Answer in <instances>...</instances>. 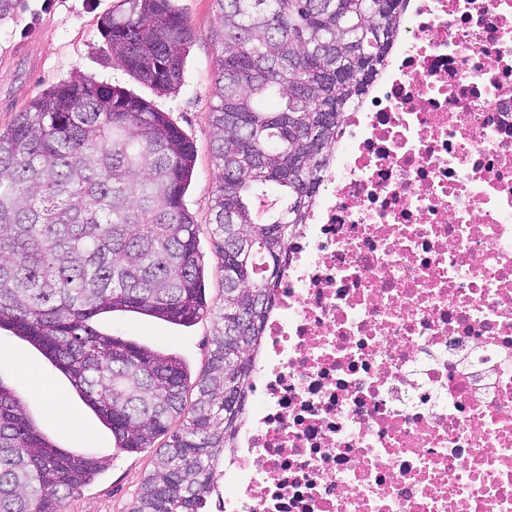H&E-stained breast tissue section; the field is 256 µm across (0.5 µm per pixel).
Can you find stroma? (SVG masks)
I'll return each mask as SVG.
<instances>
[{"label": "stroma", "mask_w": 512, "mask_h": 512, "mask_svg": "<svg viewBox=\"0 0 512 512\" xmlns=\"http://www.w3.org/2000/svg\"><path fill=\"white\" fill-rule=\"evenodd\" d=\"M117 3L21 0L13 19L0 22V129L9 127L38 93L77 72L151 102L168 113L195 146L194 174L185 203L200 226L201 250L211 253V197L218 178L210 127V93L220 50L215 2L175 0L190 22L195 41L186 59L182 85L168 95L135 80L109 58L98 22ZM97 324L139 344L173 351L195 371L204 365L211 349L212 320L208 317L186 328L135 313H115L100 316ZM0 379L21 392L38 389V396L27 399L28 412L60 447L112 458L101 476L65 501L63 512H126L145 473L154 465L155 450L134 454L114 451L110 431L55 366L28 342L3 329ZM61 395L70 405L71 423L67 426L51 410L52 400Z\"/></svg>", "instance_id": "obj_1"}]
</instances>
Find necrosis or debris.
<instances>
[{"label":"necrosis or debris","mask_w":512,"mask_h":512,"mask_svg":"<svg viewBox=\"0 0 512 512\" xmlns=\"http://www.w3.org/2000/svg\"><path fill=\"white\" fill-rule=\"evenodd\" d=\"M288 255L218 512H512V0H406Z\"/></svg>","instance_id":"1"}]
</instances>
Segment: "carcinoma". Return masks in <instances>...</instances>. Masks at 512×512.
Instances as JSON below:
<instances>
[{"label":"carcinoma","instance_id":"obj_1","mask_svg":"<svg viewBox=\"0 0 512 512\" xmlns=\"http://www.w3.org/2000/svg\"><path fill=\"white\" fill-rule=\"evenodd\" d=\"M173 2L120 0L99 23L112 63L161 93L181 86L194 41ZM215 2L222 38L211 89L218 180L210 225L226 285L218 311L207 302L200 229L184 201L195 150L166 113L75 75L0 130V328L55 364L118 451L156 448L127 512H210L289 241L404 7ZM116 312L179 326L214 315L206 363L194 376L173 352L95 328L97 316ZM109 464L55 445L0 379V512H62Z\"/></svg>","mask_w":512,"mask_h":512}]
</instances>
